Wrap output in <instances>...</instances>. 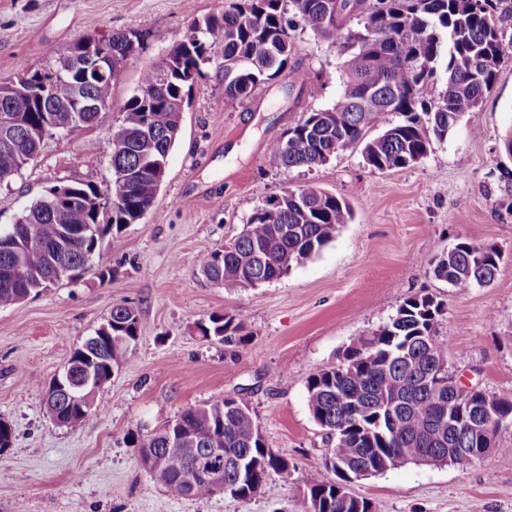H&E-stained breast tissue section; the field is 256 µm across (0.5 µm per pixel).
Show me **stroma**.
<instances>
[{"mask_svg": "<svg viewBox=\"0 0 512 512\" xmlns=\"http://www.w3.org/2000/svg\"><path fill=\"white\" fill-rule=\"evenodd\" d=\"M225 0H0V81L19 66L49 69L73 44L134 31L139 49L120 68L113 108L98 126L59 133L0 185V228L63 183L106 189L118 104L135 94L194 21ZM292 68L251 97L228 100L216 63L188 92L165 180L120 247H103L80 278L62 279L0 309V420L13 431L0 451V512H298L307 485L332 479L329 446L308 410L305 382L350 342L375 332L404 298L431 294L445 305L438 337L448 368L465 383L512 398V55L501 64L477 116H463L419 162L380 172L360 149L308 169L275 161L271 142L304 113L332 107L342 84L335 45L295 27ZM316 186L345 199L353 219L311 259L278 280L242 290L207 281L198 255L222 248L257 209L288 188ZM496 245L503 259L491 285L455 292L431 261L462 239ZM110 280H101V268ZM132 307L139 339L99 391L98 408L75 428L46 417L45 392L113 304ZM244 312L250 340L230 350L203 340L199 323ZM227 396L255 411L269 448L295 463L289 480L270 475L263 493L174 498L143 468L135 437L179 412ZM497 451L459 466L407 464L356 481L375 512H512V427Z\"/></svg>", "mask_w": 512, "mask_h": 512, "instance_id": "1", "label": "stroma"}]
</instances>
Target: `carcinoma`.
I'll return each mask as SVG.
<instances>
[{
    "instance_id": "carcinoma-1",
    "label": "carcinoma",
    "mask_w": 512,
    "mask_h": 512,
    "mask_svg": "<svg viewBox=\"0 0 512 512\" xmlns=\"http://www.w3.org/2000/svg\"><path fill=\"white\" fill-rule=\"evenodd\" d=\"M228 7L192 27L174 48L166 66L147 67L140 87L161 85L151 100L142 92L119 107L123 148L112 157V189L92 184H66L69 201L54 202L55 185L20 215L27 224H51L58 244L41 231L16 236L14 250L0 255V308L25 301L59 280V272L78 277L103 242L117 248L129 224L146 214L160 188L151 163L167 162L179 135L177 109L188 89L202 76V65L220 58L216 75L224 96L246 99L288 65L294 43L288 34L284 0H227ZM289 0L296 23L337 45L344 56L342 93L336 104L313 111L272 142L269 151L286 168L322 165L344 145L362 146L368 166L379 170L407 167L427 155L432 141L443 140L460 117L474 116L493 86L498 66L512 51L496 16L498 0ZM140 41L135 33H114L97 40L114 54L117 68L127 58L125 47ZM67 56L48 70L19 69L24 93L18 101L27 115L9 145L0 147V184L9 182L42 151L62 122L92 125L112 104V80L95 63ZM50 80L52 94L43 96ZM99 104L84 108L81 100ZM382 133L363 141L365 129ZM113 196L121 205L109 207ZM349 204L313 186L286 189L255 211L233 240L221 250L199 254L198 267L208 280L228 289L253 287L286 275L320 251L336 230L351 221ZM502 259L494 244L463 240L432 260L435 278L459 292L487 286ZM444 304L436 297L409 296L388 322L369 336L353 340L338 360L306 379L307 405L314 421L335 439L325 463L334 479L306 487L302 512H364L366 499L347 496L336 483L358 477L371 464L386 472L425 458L446 457L455 448H478L482 435L497 436L512 426V399L493 397L492 417L479 418L480 408L448 406L455 377L447 368L448 344L436 338ZM246 315L225 313L200 325L202 338L229 348L248 344ZM126 338L115 344V339ZM139 337L134 309L116 304L109 319L77 347L69 362L74 371L87 368L100 378L112 375ZM47 416L66 427L82 424V415L56 397L44 404ZM173 423L186 436L212 435L224 449L214 462L223 468L228 494L260 495L268 476L288 479L295 466L266 446L249 403L226 396L183 410ZM169 425L137 440L140 458L151 479L174 498L212 495L202 477L186 480L189 455L165 447Z\"/></svg>"
}]
</instances>
